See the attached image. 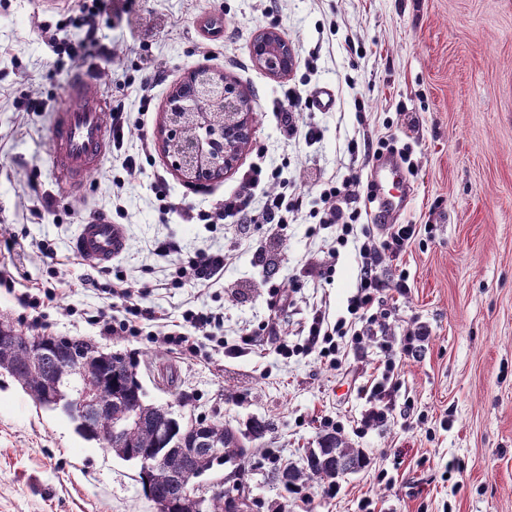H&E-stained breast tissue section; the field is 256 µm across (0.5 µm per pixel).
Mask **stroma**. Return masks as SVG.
Instances as JSON below:
<instances>
[{"label": "stroma", "mask_w": 512, "mask_h": 512, "mask_svg": "<svg viewBox=\"0 0 512 512\" xmlns=\"http://www.w3.org/2000/svg\"><path fill=\"white\" fill-rule=\"evenodd\" d=\"M99 17L112 41L111 59L89 55L83 63L93 88L105 100H125L147 113L156 137L171 89L204 65L237 81L261 119L237 167L207 189L194 190L153 148L144 172L127 191L120 224L126 248L100 276L101 290L75 287L66 301L74 314L49 308L34 325L17 294L47 278L49 259L37 249L52 244L75 282L89 273L69 245L80 224L112 207V177L119 162L106 155L85 191L56 180L49 157L52 113L64 102L74 74L67 57L54 54L37 29L39 22H65L74 36L82 0H69L64 13L50 14L40 0H0V225L25 246V263L14 289L0 288V316L39 335L75 336L105 352L135 357L151 402L171 407L184 419L220 420L243 428L254 419L271 422L253 441L245 482L255 512H360L372 500L375 512H512V0H108ZM224 21L221 41L201 26L206 17ZM276 28L296 57L289 77L276 79L251 57V44L265 28ZM360 49L348 53L347 42ZM164 77L141 106L132 86L151 69ZM305 95L332 89L330 110H306L324 129L320 146H289L279 136L273 113L288 84ZM38 93L47 110L26 116L15 100ZM364 122H357L356 104ZM414 127H407V118ZM397 133L413 147L415 175L404 182L406 204L397 221L420 232L399 265L383 264L389 280L407 273L410 292L390 309L388 340L407 327L423 326L417 356L399 371L400 389L387 419L361 429L366 388L383 354L377 343L348 352L342 370L326 368L317 354L283 357L280 341L302 343L303 323L324 303L331 316L345 314L356 282L351 251H341L330 281L299 279L300 270L321 258V237L308 233L312 220L289 225L275 268L262 270L252 250L239 251L224 271V284L204 289L166 287L170 270L154 266V239L181 246L216 247L231 242L228 229L209 230L170 215L159 223L151 182L165 176L175 201L209 206L234 189L243 170L267 157L286 174L322 171L333 176L351 167V138ZM50 214H31L40 198ZM129 284H154L143 305L177 316L186 303L222 313L224 338L270 325L260 346L239 356L205 349L190 357L146 339L100 335L80 311L111 306L113 273ZM295 281L293 303L268 307L259 280ZM341 429L368 466L338 478L336 496L323 482L308 486L309 501L273 481L275 466L298 462L319 437ZM137 465L123 461L99 442L83 439L63 412L36 404L0 371V512H156L138 482ZM384 473L387 483L374 479Z\"/></svg>", "instance_id": "obj_1"}]
</instances>
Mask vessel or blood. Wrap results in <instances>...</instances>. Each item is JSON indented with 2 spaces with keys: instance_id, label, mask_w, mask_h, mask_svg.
Instances as JSON below:
<instances>
[{
  "instance_id": "1",
  "label": "vessel or blood",
  "mask_w": 512,
  "mask_h": 512,
  "mask_svg": "<svg viewBox=\"0 0 512 512\" xmlns=\"http://www.w3.org/2000/svg\"><path fill=\"white\" fill-rule=\"evenodd\" d=\"M88 74L77 75L63 93L65 102L53 115L50 143L55 175L71 188L80 187L86 175L97 168L110 144L105 111V100L90 87ZM369 181L377 188L376 200L384 213L393 212L399 205V196L390 186L402 180L395 160L372 162ZM126 246L120 225L99 217L81 225L74 244L80 260L101 265L111 262Z\"/></svg>"
}]
</instances>
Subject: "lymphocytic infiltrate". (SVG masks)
<instances>
[{
    "mask_svg": "<svg viewBox=\"0 0 512 512\" xmlns=\"http://www.w3.org/2000/svg\"><path fill=\"white\" fill-rule=\"evenodd\" d=\"M103 9V0H83V16L77 26L76 41L61 38L58 29L47 23L40 24L41 35L56 54L68 56L74 66L80 63L79 52L83 49L111 58L112 47L97 21ZM304 102L299 89L293 86L285 89L284 99L276 108L279 131L285 142L312 146L321 142L323 130L315 122L301 120ZM111 117L112 152L120 158L122 170L121 175L112 179L114 210L121 218L125 215L123 192L132 179L142 174V160L150 156L151 143L144 136L136 152L126 151L129 130L143 126L144 121L130 112L124 100L113 101ZM347 150L354 162L352 170L340 178L316 180L318 193L312 198L297 192L284 177L280 166L265 162L250 166L242 174L235 191L206 208L173 203L165 177L155 176L152 192L160 222H167L170 214L176 212L183 223L209 228L221 224L233 229L235 235L234 246L197 249L193 254L182 255L170 276L171 287L210 288L219 284L224 278L226 264L233 257L235 245L249 243L251 227L255 224L270 228L258 259L272 262L275 251L281 248L287 236L289 225L296 223L299 215L309 214L316 220V229L328 231L329 248L325 258L303 267L304 277L312 280L331 278L341 249H351L357 259L355 291L347 300L345 315L333 319L326 309L316 308L301 330L303 351L318 352L327 367L336 371L342 369L347 347L361 346L364 340H374L385 333L388 312L380 307L382 295L388 291L401 297L408 295L410 287L406 275H399L391 282L380 275L379 269L385 261L399 260L418 235L416 225L391 224L384 238L379 240L365 226L371 218L367 205L374 199V190L370 182L364 181L363 169L388 151L398 153L408 172H416L412 150L406 146L395 147L393 140L384 137L368 136L359 141L350 140ZM147 291V286L134 289L128 286L125 277H117L112 284V295L121 301L119 312L114 314L101 308L87 313L86 320L98 326L100 335L138 337L145 334L152 342L193 357L201 353L199 338L203 335L216 345L225 346L227 353L232 355L257 344L259 334L253 331L240 337L237 343L225 345L221 336L223 315L195 307L183 310L177 321L156 322L154 312L141 304ZM424 334V329L418 327L404 337L400 347L383 345L381 372L366 390L369 407L361 418L362 427L368 428L386 420L399 388L395 374L403 361L413 356L414 344Z\"/></svg>",
    "mask_w": 512,
    "mask_h": 512,
    "instance_id": "lymphocytic-infiltrate-1",
    "label": "lymphocytic infiltrate"
}]
</instances>
